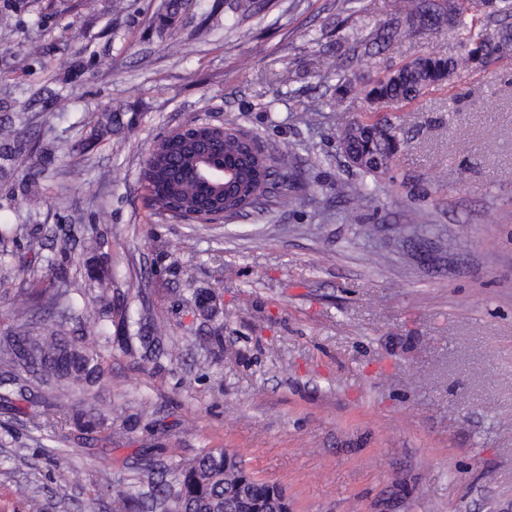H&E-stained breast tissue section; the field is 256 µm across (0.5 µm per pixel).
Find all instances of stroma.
Returning a JSON list of instances; mask_svg holds the SVG:
<instances>
[{
    "instance_id": "stroma-1",
    "label": "stroma",
    "mask_w": 512,
    "mask_h": 512,
    "mask_svg": "<svg viewBox=\"0 0 512 512\" xmlns=\"http://www.w3.org/2000/svg\"><path fill=\"white\" fill-rule=\"evenodd\" d=\"M0 0V123L28 127L51 155L36 199L19 190L38 155L0 172V224L45 242L61 224L107 235L108 256L67 257L115 276L112 301L164 320L177 360L113 351L110 422L145 424L108 443H53L29 403L0 405V512H111L142 458L173 469L225 447L282 486L291 512H497L512 501V57L465 72L400 109V145L354 211L336 186L361 180L341 132L371 111L374 79L448 28L390 45L337 89L336 40L367 39L396 0ZM340 98L309 126L310 101ZM117 112L120 132L91 139ZM190 120L316 155L321 204L297 201L188 224L148 208L140 171L155 142ZM90 140L88 150L72 147ZM454 251L441 248L445 236ZM30 238L0 268V327L38 266ZM216 307L201 316L195 295ZM220 337L222 353L197 342ZM24 466H16V455ZM70 496L55 503L58 483Z\"/></svg>"
}]
</instances>
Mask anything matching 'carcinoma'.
Wrapping results in <instances>:
<instances>
[{"label": "carcinoma", "instance_id": "1", "mask_svg": "<svg viewBox=\"0 0 512 512\" xmlns=\"http://www.w3.org/2000/svg\"><path fill=\"white\" fill-rule=\"evenodd\" d=\"M400 17L394 24L378 28L363 45L350 49L336 62V76L348 82V70L365 63L373 49L421 30L446 26L460 36L454 56L431 51L405 62L378 79L366 93L371 101L407 104L432 88L442 86L461 71L484 68L512 55V0H400ZM353 125L358 133L343 139V151L363 158L357 169L382 175L398 149L401 117L375 121L359 115ZM23 129L0 124V160L12 161L27 149ZM208 150L216 158L239 166L237 183L225 189L207 175L208 160L199 157ZM142 180L149 206L160 211L224 213L232 217L248 207L269 210L291 203L299 186L307 183L296 155L271 147L259 165L245 153L230 131L208 133L204 139L178 138L149 152ZM366 183L343 182L336 198L345 207L369 195ZM78 224L58 228L57 238L73 253L98 252L110 242L101 235H76ZM43 266L55 275L43 286L32 277L13 295L12 323L0 330V402L29 400L43 391L42 411L29 417L32 426L49 432L52 440L66 438L73 428L96 433L105 418L97 403L108 382V356L100 348H88L77 337L85 328L79 309L93 307L91 327L103 337L105 346L117 343L128 354L144 358L172 357L162 345L163 325L146 329L125 306L112 309V273L105 267H87L85 284L71 287L70 278L58 272L53 254L40 255ZM123 335L112 336L113 318ZM51 319L56 329L49 336L35 332L39 319ZM135 483L140 491L117 495L113 512H139L149 497L160 512H270L272 492L277 486L256 476L244 460L222 447L205 448L194 459L170 472L151 461L141 465Z\"/></svg>", "mask_w": 512, "mask_h": 512}]
</instances>
